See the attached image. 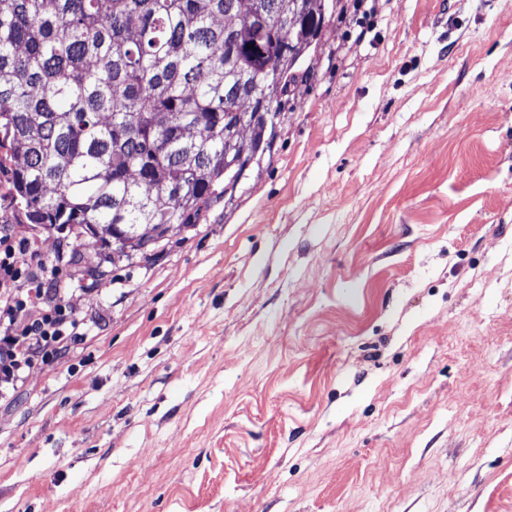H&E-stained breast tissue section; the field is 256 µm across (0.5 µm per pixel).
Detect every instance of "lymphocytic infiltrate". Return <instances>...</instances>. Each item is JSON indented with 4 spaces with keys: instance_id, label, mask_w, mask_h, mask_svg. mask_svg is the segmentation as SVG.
Masks as SVG:
<instances>
[{
    "instance_id": "f902f5d3",
    "label": "lymphocytic infiltrate",
    "mask_w": 512,
    "mask_h": 512,
    "mask_svg": "<svg viewBox=\"0 0 512 512\" xmlns=\"http://www.w3.org/2000/svg\"><path fill=\"white\" fill-rule=\"evenodd\" d=\"M54 270L31 242L0 226V400L16 391L35 357L81 341L83 326L48 285Z\"/></svg>"
}]
</instances>
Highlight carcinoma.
<instances>
[{
	"label": "carcinoma",
	"mask_w": 512,
	"mask_h": 512,
	"mask_svg": "<svg viewBox=\"0 0 512 512\" xmlns=\"http://www.w3.org/2000/svg\"><path fill=\"white\" fill-rule=\"evenodd\" d=\"M326 0H0V173L31 224L144 249L244 178ZM264 16L261 45L251 24Z\"/></svg>",
	"instance_id": "1"
}]
</instances>
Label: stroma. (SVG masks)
<instances>
[{
	"instance_id": "obj_1",
	"label": "stroma",
	"mask_w": 512,
	"mask_h": 512,
	"mask_svg": "<svg viewBox=\"0 0 512 512\" xmlns=\"http://www.w3.org/2000/svg\"><path fill=\"white\" fill-rule=\"evenodd\" d=\"M303 63L151 253L0 176L87 330L0 401V512H512V0H336Z\"/></svg>"
}]
</instances>
